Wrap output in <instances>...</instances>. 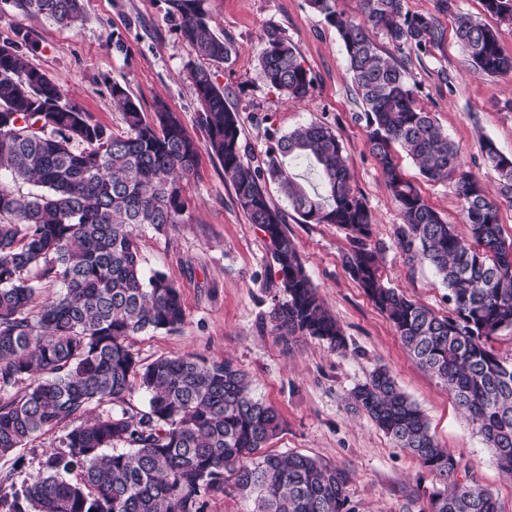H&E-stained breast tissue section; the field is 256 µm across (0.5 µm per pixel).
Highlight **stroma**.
Instances as JSON below:
<instances>
[{
	"mask_svg": "<svg viewBox=\"0 0 512 512\" xmlns=\"http://www.w3.org/2000/svg\"><path fill=\"white\" fill-rule=\"evenodd\" d=\"M415 13L434 16L440 41L430 55L405 60L419 101L462 150L466 169L481 177L491 198H499L495 176L483 164L481 141L488 138L512 158V73L487 76L468 62L455 36L452 15L437 12L435 0H407ZM213 28L232 52L217 64L201 57L176 31L166 0H84L83 20L66 29L11 5L0 8V42L30 33L36 48L26 50L30 66L47 73L67 100L112 132L125 129L112 103L111 86L130 91L145 118L156 100L178 112L186 133L204 143L201 104L186 70L202 66L240 112L243 140L255 155L295 127L312 121L333 128L342 142L352 184L375 218L370 243L386 286L444 316L448 290L427 262L408 260L393 241L402 215L379 164L369 155L362 109L346 71L342 43L307 0H204ZM281 29L295 47L315 85L301 100L269 87L259 76V55L268 27ZM122 40L123 51L113 47ZM399 162L424 199L457 233L467 235L461 203L452 182L423 178L408 156ZM186 211L182 223L159 232L139 229L144 271L159 270L179 289L185 319L177 329L131 338L140 359L195 354L231 360L245 372L253 394L273 405L282 421L271 451L309 455L349 475L347 494L356 512H429L438 479L365 416L353 409L352 392L376 366H386L401 389L424 411L437 442L461 456L462 471L490 490L500 512H512V476L502 472L479 432L447 389L402 345L393 325L342 265L352 247L333 224H308L288 216V233L319 294L346 337L345 351L300 336L282 341L269 314L285 301L281 275L263 233L237 206L224 171L208 153L182 178ZM62 429L34 437L21 451L14 480L31 481Z\"/></svg>",
	"mask_w": 512,
	"mask_h": 512,
	"instance_id": "obj_1",
	"label": "stroma"
}]
</instances>
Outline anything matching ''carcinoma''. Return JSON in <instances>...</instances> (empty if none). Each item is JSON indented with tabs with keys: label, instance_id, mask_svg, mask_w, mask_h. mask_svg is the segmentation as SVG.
I'll return each instance as SVG.
<instances>
[{
	"label": "carcinoma",
	"instance_id": "obj_1",
	"mask_svg": "<svg viewBox=\"0 0 512 512\" xmlns=\"http://www.w3.org/2000/svg\"><path fill=\"white\" fill-rule=\"evenodd\" d=\"M60 27L82 20L83 0H7ZM176 30L201 55L220 63L230 46L204 11L203 0H167ZM484 11L512 23V0H482ZM336 29L355 95L364 111L366 144L401 211L394 241L408 260L420 258L442 277L453 304L448 316L385 286L371 236L372 212L353 188L336 133L325 123L300 125L269 145L263 158L242 139L239 110L213 73L191 67L202 111L206 149L216 158L237 204L269 242L285 301L272 310L283 339L313 336L346 350L340 326L288 235V214L270 201L275 185L303 222L348 231L353 249L346 271L393 324L416 362L448 389L479 427L499 468L512 474V361L500 358L492 337L512 333V242L502 236L500 203L462 163L458 145L417 101V86L370 32L393 47L430 53L440 34L434 17L413 13L406 0H362V17L336 10V0H308ZM455 15L456 38L481 72H512L499 29L458 12L456 0H437ZM259 74L292 99L307 97L314 77L283 32L266 30ZM126 131L115 134L68 102L60 87L30 66L16 42L0 44V508L5 512H205L203 496L232 486L252 498L253 512H355L348 475L297 453L267 451L281 429L276 408L255 398L246 374L232 362L194 355L143 363L128 339L173 331L185 319L180 294L161 272L146 275L138 229L181 222L178 177L192 173L198 145L166 102L144 118L128 89L112 84ZM399 147L428 179L455 181L468 226L460 236L425 201L391 150ZM485 167L512 204V158L482 142ZM318 178L307 191L292 166ZM19 184L33 190L22 194ZM55 296L35 306L45 287ZM22 393L14 388L22 382ZM146 395L131 405L136 392ZM365 414L396 447L439 477L431 512H500L493 493L458 480L460 459L439 446L418 405L385 366L352 392ZM118 410L81 424L95 405ZM69 424L42 473L16 487V457L35 435Z\"/></svg>",
	"mask_w": 512,
	"mask_h": 512
}]
</instances>
